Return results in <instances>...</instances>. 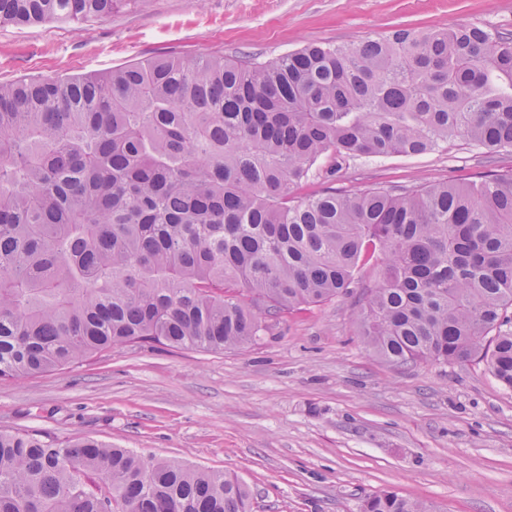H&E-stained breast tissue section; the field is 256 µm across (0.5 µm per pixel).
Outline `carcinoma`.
Here are the masks:
<instances>
[{
    "label": "carcinoma",
    "instance_id": "cac0c4a2",
    "mask_svg": "<svg viewBox=\"0 0 512 512\" xmlns=\"http://www.w3.org/2000/svg\"><path fill=\"white\" fill-rule=\"evenodd\" d=\"M123 0H0V26ZM512 149V32L471 22L319 42L268 63L160 56L0 82V378L116 344L222 352L386 272L361 311L396 364L512 388V175L298 196L323 156ZM236 475L94 439L0 431V512H249ZM363 512H435L396 492Z\"/></svg>",
    "mask_w": 512,
    "mask_h": 512
}]
</instances>
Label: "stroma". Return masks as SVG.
<instances>
[{
  "label": "stroma",
  "instance_id": "obj_1",
  "mask_svg": "<svg viewBox=\"0 0 512 512\" xmlns=\"http://www.w3.org/2000/svg\"><path fill=\"white\" fill-rule=\"evenodd\" d=\"M478 21L512 31V0H128L81 24L0 26V81L102 73L157 56L267 62L311 42ZM512 172V150L461 137L418 155L322 157L301 194L467 183ZM357 288L286 314L221 353L115 345L0 379V430L92 437L149 459L240 476L251 512H361L391 490L441 512H512V389L486 361L392 364L359 334Z\"/></svg>",
  "mask_w": 512,
  "mask_h": 512
}]
</instances>
